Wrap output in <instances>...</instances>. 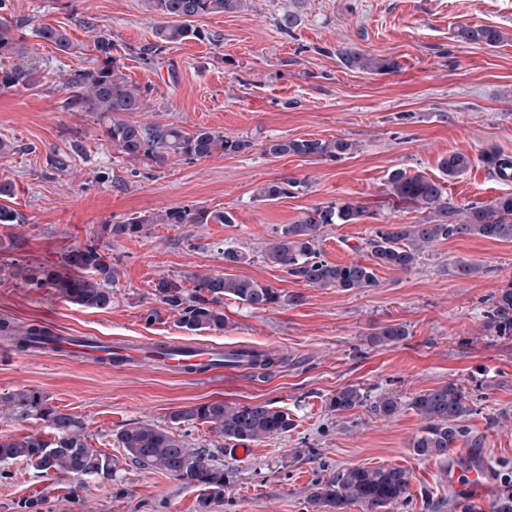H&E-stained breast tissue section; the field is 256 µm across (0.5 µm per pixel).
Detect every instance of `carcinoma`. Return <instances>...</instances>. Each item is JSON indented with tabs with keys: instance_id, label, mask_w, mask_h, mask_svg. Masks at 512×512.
I'll list each match as a JSON object with an SVG mask.
<instances>
[{
	"instance_id": "1",
	"label": "carcinoma",
	"mask_w": 512,
	"mask_h": 512,
	"mask_svg": "<svg viewBox=\"0 0 512 512\" xmlns=\"http://www.w3.org/2000/svg\"><path fill=\"white\" fill-rule=\"evenodd\" d=\"M151 14L159 17L155 41L138 48L139 57L151 60L170 45L197 38L200 30L194 21L213 13L235 11L246 6V0H146ZM25 18H0V56L15 53V34L26 27ZM37 38L63 53L75 50L69 36L61 29L42 25L34 30ZM467 44L495 48L505 40L497 28L486 25L462 27L457 34ZM95 66L75 71L63 78L68 93L65 107L70 112H89L102 122L107 137L129 161L148 158L163 165L180 156L189 160L210 158L219 153L247 152L253 141L244 136L227 137L220 131L200 128L188 133L173 124H140L128 118L146 108L150 89L132 83L123 73L124 66L112 57V40L95 38ZM350 66L380 71L383 60L356 51L344 52ZM40 70L28 63H17L0 70V86L30 90L41 85ZM352 148L348 141L336 138L273 139L265 142L264 152L274 157L296 155L334 158ZM490 173L504 180L512 178V157L498 151L481 156ZM473 159L454 152L442 157L439 168L453 179L468 171ZM290 182L268 183L257 197L276 201L288 195ZM385 193L397 203L433 212V221L422 224H384L367 239L365 246L354 250L367 253L368 262L345 264L325 259L319 246V232L327 224H354L365 213L353 202H335L315 206L292 224L273 232L265 244L264 259L281 269L296 282L310 288H336L340 291L374 288L378 285L375 268L386 267L409 271L417 265L425 249L436 243L457 238L477 237L492 241H512V193L486 203H471L460 209L448 203V185L420 172L403 169L392 171L384 183ZM233 223L232 216L221 210L173 207L152 215H143L120 224H107L104 233L117 237L139 236L153 224ZM14 276L28 287L51 288L68 302L89 309H105L112 303L107 283L115 280V267L107 246L86 244L69 250L56 266L16 265ZM231 298L252 309H266L281 302L302 301L299 294L282 291L247 277L234 274L207 275L198 279L195 292L186 300L177 291H167L161 302L179 310L178 323L190 332L223 331L229 328L221 304ZM485 328L492 335L512 339V285L498 290L490 298L484 313ZM0 332L20 349L36 346V341H54L39 326L18 332L0 322ZM409 336L401 323L376 327L369 334L373 345L397 344ZM366 405L370 413L383 419L395 417L406 406L423 423L409 444L411 451L423 459H442L462 445L480 448L483 439L472 433L468 419L476 413L474 401L456 381L427 389L407 404L401 398L385 393L367 399L357 386L340 388L329 407L344 413ZM0 415L15 421L34 419L43 429H32L16 436L0 438V478L9 477L3 467L22 461L44 477H68L85 484L89 481H111L118 472L119 461L109 453L94 450L86 443L84 423L76 416L62 412L38 391L18 392L0 397ZM171 424L191 425L196 421L210 424L218 437L235 442H263L285 434L294 426L290 414L269 403L228 404L222 400L195 404L173 411ZM125 460L151 472L163 473L198 490L197 512H210L212 506L224 502V466L217 463L207 448H194L182 434L151 423H135L121 429L117 436ZM411 473L397 466L347 467L318 480L310 501L317 512H344L357 504L363 512H390L410 497ZM493 512H512V485H503L492 503Z\"/></svg>"
}]
</instances>
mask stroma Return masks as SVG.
Returning <instances> with one entry per match:
<instances>
[{
    "label": "stroma",
    "instance_id": "obj_1",
    "mask_svg": "<svg viewBox=\"0 0 512 512\" xmlns=\"http://www.w3.org/2000/svg\"><path fill=\"white\" fill-rule=\"evenodd\" d=\"M64 3L9 0L11 14L30 21L21 33L22 58L40 67L44 81L33 90L0 88V138L16 146L0 156V182L14 184L9 205L25 217L0 224V321L105 341L257 347L278 361L262 370L166 374L22 352L0 335V396L40 392L85 423L89 447L121 460L114 482L77 489L69 479L11 464V479L0 481V512H16L18 501L49 485L56 491L48 512H196L194 489L123 463L116 435L133 422L169 426L172 411L214 400L269 402L288 411L295 425L254 444L245 458L207 425L191 428L189 441L216 450L230 483L213 512H316L309 497L319 478L380 465L412 473L411 496L394 512H454L456 501L489 512L494 489L452 487L443 472L451 461L462 469L486 463L497 485L512 481V342L488 335L483 317L487 298L512 283V242L437 243L412 270L377 268V287L350 291L304 287L262 253L275 228L310 207L349 200L365 207L366 216L326 225L320 247L334 263L357 259V245L375 228L429 218L385 195L389 173L401 168L439 180L440 159L456 151L477 163L450 182L452 204L512 193V182L492 177L479 161L492 149L512 156V0H247L244 10L197 19L203 38L170 46L150 61L136 54L152 42L157 21L146 0H75L72 11ZM287 11L298 15L289 32L278 27ZM42 24L65 29L74 51L36 38L33 29ZM465 24L498 27L506 39L494 48L462 43L457 31ZM101 34L111 38L130 81L150 90L147 110L133 120L246 136L253 142L249 152L163 165L127 160L95 115L63 107V77L91 66ZM346 49L387 67H350ZM275 138H342L352 148L334 158H276L264 151ZM53 155L65 156V169L51 167ZM116 177L123 189L113 186ZM284 178L295 183L288 196L258 198L259 187ZM181 206L225 210L234 221L156 224L134 238L102 233L104 225ZM89 242L108 245L116 268L108 308L73 305L12 275L15 264H56ZM228 247L251 257L234 274L302 293L303 302L254 310L228 299L223 309L231 329L185 332L177 310L162 303L160 287L192 295L199 277L223 273ZM461 261L476 263L479 273L456 276ZM151 309L158 317L149 322ZM387 323L405 324L408 337L372 345V329ZM451 380L482 396L468 425L483 445L452 449L444 462L411 451L422 426L412 411L386 421L364 406L342 414L329 407L347 385L406 400ZM499 413L505 421L490 426L489 416Z\"/></svg>",
    "mask_w": 512,
    "mask_h": 512
}]
</instances>
